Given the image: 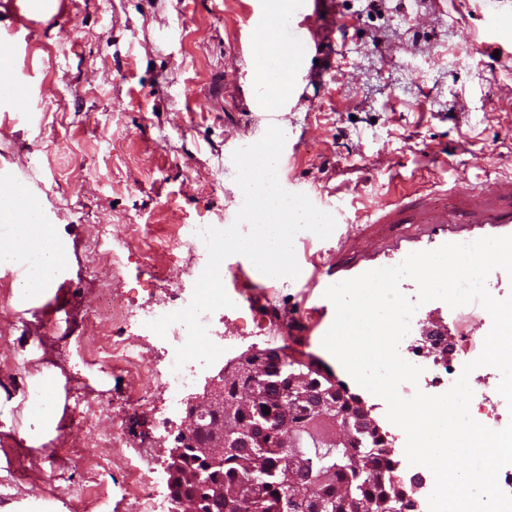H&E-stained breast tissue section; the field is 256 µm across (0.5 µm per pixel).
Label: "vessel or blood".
<instances>
[{"label":"vessel or blood","mask_w":512,"mask_h":512,"mask_svg":"<svg viewBox=\"0 0 512 512\" xmlns=\"http://www.w3.org/2000/svg\"><path fill=\"white\" fill-rule=\"evenodd\" d=\"M278 12L295 17L288 51L301 54L319 22L318 0H285ZM360 224L390 227L389 252L405 259L410 253L431 250L445 243H469L486 236L512 235V175L497 178L477 191L455 195L451 204H436L427 197L399 204L391 199L357 210ZM349 238L336 239V278L343 281L385 266L384 258L361 249L350 252Z\"/></svg>","instance_id":"obj_1"}]
</instances>
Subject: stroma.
<instances>
[{"mask_svg":"<svg viewBox=\"0 0 512 512\" xmlns=\"http://www.w3.org/2000/svg\"><path fill=\"white\" fill-rule=\"evenodd\" d=\"M501 6L326 0L324 32L262 87L252 33L266 0H67L32 31L0 0V197L19 185L29 200L0 210V236L42 225L65 256L55 280L25 297L16 261L0 251V512H99L93 492L106 480L117 485L110 512H131L118 488L131 463L168 495L183 406L168 405L146 377L90 369L86 351L112 328L96 315L102 289L140 316L191 285L198 258L185 246L146 260L134 249L116 265L99 252L115 238L135 246L147 224L167 237L180 224L227 223L241 205L232 155L269 125L286 134L281 186L338 215L337 232L376 252L384 231L354 223V205L408 187L457 193L512 174V42L488 30ZM412 26L426 40L413 42ZM378 37L390 42L381 54ZM18 94L27 108H5ZM294 246V279L268 277L242 255L224 260L225 290L239 303L214 313L226 352L194 392L248 349L281 347L331 370L399 448L384 400L322 346L335 310L308 282L335 269V238L307 231ZM418 325L453 350L482 349L486 337L483 315L457 319L432 302ZM48 385L57 413L46 422L31 396ZM146 390L149 409L136 402Z\"/></svg>","mask_w":512,"mask_h":512,"instance_id":"1","label":"stroma"}]
</instances>
